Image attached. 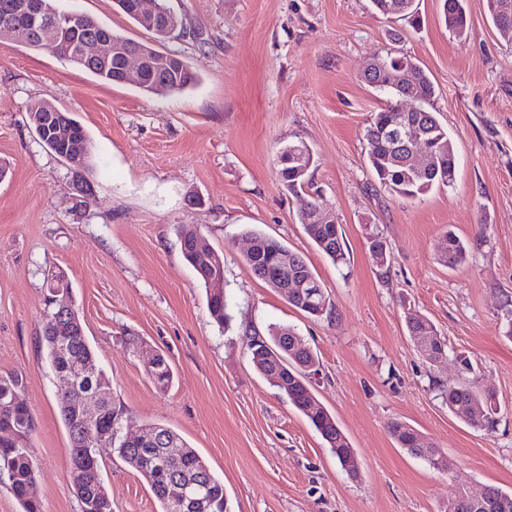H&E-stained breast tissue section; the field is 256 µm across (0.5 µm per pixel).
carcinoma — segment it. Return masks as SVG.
I'll return each mask as SVG.
<instances>
[{
    "instance_id": "1",
    "label": "carcinoma",
    "mask_w": 512,
    "mask_h": 512,
    "mask_svg": "<svg viewBox=\"0 0 512 512\" xmlns=\"http://www.w3.org/2000/svg\"><path fill=\"white\" fill-rule=\"evenodd\" d=\"M441 17L445 26L459 38H467L469 22L465 0H440ZM68 14L62 25H48L42 36L56 41L59 53L66 60L102 81L114 82L112 67L106 65H88L78 60L80 42L89 34L104 35L112 45L121 49L137 40L114 31L93 16L76 10L59 14ZM175 58V67L157 75L153 80L138 85V88L152 95L163 96L180 92L196 82V76L188 68L180 55L165 53ZM412 59L407 54L388 53L374 60L373 72L366 83L375 91L386 96L384 107L374 112L365 128L368 165L384 190L393 196L407 200H416L434 188L449 187L455 181L456 156L448 136V131L439 122L436 113L430 109L435 88L423 69L415 64L407 70L399 68V63ZM410 98L419 108L409 116L421 117V125L427 133L432 152V161L427 170L418 173L402 163L394 149L389 135L390 123L397 116L396 109L403 105L404 98ZM50 103L38 101L29 108V120L33 128H38L48 111ZM78 140L85 144V150L76 163L68 164L75 173H81L88 165L91 154V141L83 125L61 111L58 115L55 133L48 139L58 157L69 155V143ZM301 153L313 159V154L302 139L288 144L280 153L278 176L282 185L292 194L299 195L309 186V173L297 175L295 156ZM311 210L299 212L298 221L312 244L333 264H344L346 246L343 232L337 224H319L314 219V210L324 206V200L316 196L310 200ZM197 227L183 224L180 227L181 251L185 260L193 268L197 282L204 288L211 316L220 324H226L231 316L227 313L224 299V255L213 250L203 254L196 250ZM251 239L257 249L244 257L245 263L253 274L267 286L280 291L288 287V281L298 276H313L305 257L286 246L279 239L265 233L252 231ZM288 254V265H283L282 256ZM468 248L457 236L448 234L441 260L450 267L464 264ZM290 305L310 317L331 314V304L325 291L313 296L306 293L284 296ZM57 305H48V312L42 327V342L46 348L47 359L53 374L77 366L99 364L95 351L89 344L84 327L69 321L61 322L55 318ZM409 336L425 339L430 351L422 352L423 357L434 363L433 354H443L446 344L435 325L427 318L407 321ZM63 339L65 347L56 351L55 341ZM246 346L257 372L267 381L275 375L280 376L284 384L278 386L288 401L303 414L335 455L340 466L357 475L359 462L348 438L337 426L336 420L315 396L310 388V375L316 371L317 358L303 337L292 326H273L268 336L248 337ZM24 387L23 377L10 373L0 376V478L7 485L22 508V512H41V505L34 494L35 471L30 447V436L34 430V420L28 406L20 398ZM442 398L448 411L461 417L475 430L490 431L496 426V407L492 398L480 391L474 382L450 383L442 390ZM59 409L61 419L70 440V471L82 468L88 459L89 448L85 444V434L89 431H102L111 435L113 449L147 483L153 496L160 505L159 512H173L172 503L183 488L197 493L205 502L204 512H230L228 499L224 493V482L208 468L200 455L170 428L152 424L166 434V440L155 445L152 452L141 449V445L117 435L119 417L112 408V399H107L99 417L93 422H85L78 413L73 396L60 394ZM390 433L399 447L412 456L426 459L437 470V459L442 454L431 455V450L420 446L421 434L405 421H395ZM176 442V447L184 452L175 458H164V448L168 441ZM73 492L80 503L81 512H112V499L104 486L83 485L78 479H71ZM495 501L490 510L472 506L467 494L458 493L448 500L455 505L454 512H512V494L497 488H489Z\"/></svg>"
}]
</instances>
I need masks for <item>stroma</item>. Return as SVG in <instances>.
Segmentation results:
<instances>
[{
    "instance_id": "35a3bbf8",
    "label": "stroma",
    "mask_w": 512,
    "mask_h": 512,
    "mask_svg": "<svg viewBox=\"0 0 512 512\" xmlns=\"http://www.w3.org/2000/svg\"><path fill=\"white\" fill-rule=\"evenodd\" d=\"M166 4L183 25L158 42L115 0H57L178 52L197 82L170 95L99 80L53 46L0 34V375L24 378L42 512H80L41 340L55 274L112 381L121 433L171 427L223 480L232 512H444L462 489L512 492V340L501 319L512 300V38L493 26L486 0H465L464 40L442 22L439 0H420L417 28L370 0ZM389 51L416 58L432 80L457 160L452 186L415 201L380 189L366 161L364 129L385 98L359 74ZM37 100L70 112L89 135L84 203L69 167L31 127ZM298 136L313 154L308 192L341 225L347 265L312 245L297 219L301 197L277 176L281 150ZM183 224L224 256L228 326L212 320L182 257ZM252 230L306 256L330 316L305 317L253 275L243 259ZM450 231L471 247L453 269L439 260ZM372 232L387 243L381 267ZM410 316L435 323L448 345L443 362L418 352ZM274 324L297 328L317 352L312 386L349 439L358 476L253 368L246 339ZM154 350L174 372L164 392L145 370ZM470 379L497 403L493 431L470 428L442 401L440 384ZM396 420L443 453L445 470L397 446ZM100 454L112 512H159L130 466L110 449Z\"/></svg>"
}]
</instances>
